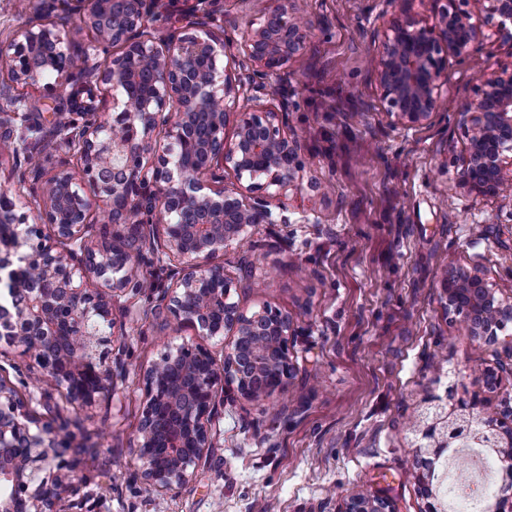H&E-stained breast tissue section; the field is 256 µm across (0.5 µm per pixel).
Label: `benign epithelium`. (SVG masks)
I'll list each match as a JSON object with an SVG mask.
<instances>
[{"label":"benign epithelium","mask_w":512,"mask_h":512,"mask_svg":"<svg viewBox=\"0 0 512 512\" xmlns=\"http://www.w3.org/2000/svg\"><path fill=\"white\" fill-rule=\"evenodd\" d=\"M303 2L240 0L250 21L233 47L214 30L224 24L209 0H198L186 25L164 36L154 26L153 0H72L94 34L79 51L57 28L54 0H40L43 24L0 47L9 83L49 92L69 86V109L85 117L80 126L52 127L59 142L75 143L78 171L65 163L47 176L26 146L8 138L17 119L29 132L41 127L17 107L0 113L7 134L0 152L24 154L12 187L0 192V271L10 274L14 309L0 311V335L37 367L41 398L62 389L76 412L112 402L123 378L112 361V301L141 290L139 258L124 239H142L146 227L157 260L170 265L161 299L171 316L208 339L233 337L220 357L201 345L170 344L145 372L136 448L153 489L182 488L209 462L223 435L225 388L258 401L294 380L293 319L268 307L243 312L214 260L245 245L249 228L288 223L290 207L304 200L301 143L283 113L261 103L272 81L307 53L315 21ZM409 2L385 0L368 60L383 112L404 129L431 124L448 58L480 62L490 27L512 44V0H448L430 17L412 13ZM471 2L478 20L466 9ZM115 45L121 53L99 69L93 57ZM99 97L112 110L104 122L96 116ZM456 116L468 139L456 187L476 198H512V67L487 68L480 96L460 102ZM99 202L114 225L110 242L91 233ZM38 224L51 226L53 240H42ZM24 244L30 252L17 254ZM440 283L444 307L462 318L473 341L495 342L512 324V297L497 295L483 269L451 259ZM213 311L222 317L217 327L208 320ZM56 349V360L46 361L43 353ZM247 370L269 375L271 384L254 393ZM509 418L512 405L491 411L482 391L451 408L431 396L416 409L411 430L423 512H448L442 486L450 448H488L512 474ZM74 440L67 419H42L1 380L0 512H94L75 482L76 459L66 457ZM341 512L393 508L361 492ZM489 512H512L511 484L499 488Z\"/></svg>","instance_id":"obj_1"}]
</instances>
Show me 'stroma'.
<instances>
[{"label":"stroma","mask_w":512,"mask_h":512,"mask_svg":"<svg viewBox=\"0 0 512 512\" xmlns=\"http://www.w3.org/2000/svg\"><path fill=\"white\" fill-rule=\"evenodd\" d=\"M315 17L310 50L275 82V101L301 138L306 178L331 182L329 197L289 223L258 224L243 249L219 263L247 313L271 306L292 317V391L255 403L224 395V437L182 489L155 491L141 477L135 441L144 371L169 343H205L164 309L159 292L120 295L112 306V354L125 366L111 405L72 417L82 455L76 471L99 512H339L369 491L394 512H422L409 431L427 396L449 403L480 388L485 366L512 357L504 343L479 346L440 298L449 259L483 268L499 295L512 296V202L479 200L455 188L467 139L455 116L479 96L485 74L448 62L439 112L425 129L392 126L366 58L382 0H307ZM67 89L17 86L0 95L26 101L51 131ZM445 376L436 377L431 358ZM28 362L0 339V377L23 399L38 398Z\"/></svg>","instance_id":"1"}]
</instances>
